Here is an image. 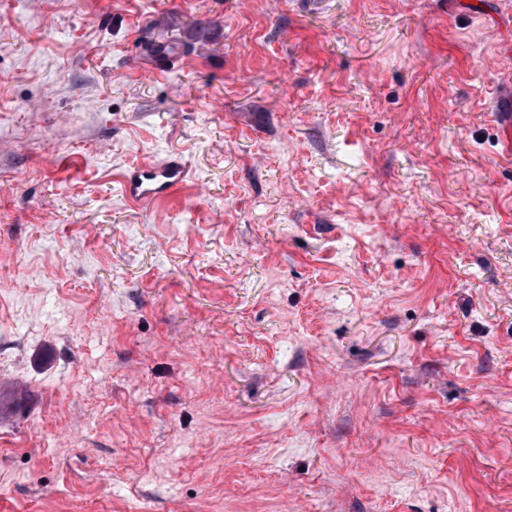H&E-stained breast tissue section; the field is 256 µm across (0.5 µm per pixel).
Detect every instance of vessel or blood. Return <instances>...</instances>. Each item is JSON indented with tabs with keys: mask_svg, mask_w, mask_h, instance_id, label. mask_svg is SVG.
Returning a JSON list of instances; mask_svg holds the SVG:
<instances>
[{
	"mask_svg": "<svg viewBox=\"0 0 512 512\" xmlns=\"http://www.w3.org/2000/svg\"><path fill=\"white\" fill-rule=\"evenodd\" d=\"M187 174L186 164L178 157L137 166L124 175V192L136 204H155L173 196L184 184Z\"/></svg>",
	"mask_w": 512,
	"mask_h": 512,
	"instance_id": "b4317fda",
	"label": "vessel or blood"
}]
</instances>
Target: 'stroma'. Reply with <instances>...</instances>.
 I'll list each match as a JSON object with an SVG mask.
<instances>
[{"label":"stroma","instance_id":"1","mask_svg":"<svg viewBox=\"0 0 512 512\" xmlns=\"http://www.w3.org/2000/svg\"><path fill=\"white\" fill-rule=\"evenodd\" d=\"M509 14L0 0V512H512ZM188 171L179 157L134 167L123 176L125 195L139 205L167 200L184 184Z\"/></svg>","mask_w":512,"mask_h":512}]
</instances>
